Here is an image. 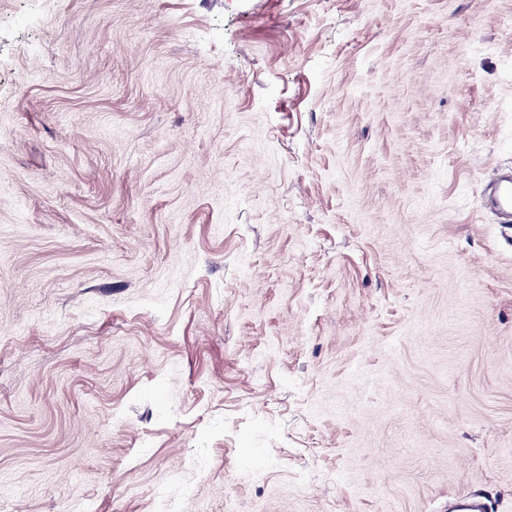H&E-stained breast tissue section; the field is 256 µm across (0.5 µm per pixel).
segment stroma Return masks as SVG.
I'll return each instance as SVG.
<instances>
[{
  "instance_id": "1",
  "label": "stroma",
  "mask_w": 512,
  "mask_h": 512,
  "mask_svg": "<svg viewBox=\"0 0 512 512\" xmlns=\"http://www.w3.org/2000/svg\"><path fill=\"white\" fill-rule=\"evenodd\" d=\"M512 0H0V512H512ZM481 191L490 209L494 210L505 223L512 222V169H497Z\"/></svg>"
}]
</instances>
